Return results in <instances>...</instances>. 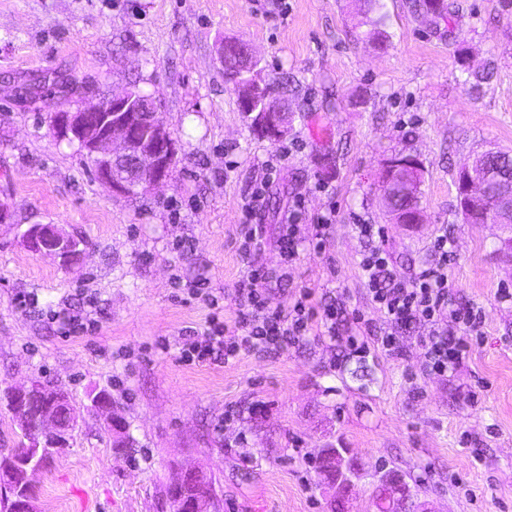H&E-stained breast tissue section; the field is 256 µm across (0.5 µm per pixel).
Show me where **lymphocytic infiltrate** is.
<instances>
[{"label":"lymphocytic infiltrate","instance_id":"lymphocytic-infiltrate-1","mask_svg":"<svg viewBox=\"0 0 512 512\" xmlns=\"http://www.w3.org/2000/svg\"><path fill=\"white\" fill-rule=\"evenodd\" d=\"M354 230L372 242L360 269L367 292L387 324L378 337L382 349L398 354L397 335L412 332L419 336L430 372L445 375L454 371L465 358L471 337L481 335L483 320L478 307L459 303L449 289L452 242L447 235L437 236L433 261L407 281L397 274L390 254L378 242L381 228L358 224ZM268 278L262 267L250 265L236 289L233 324L217 323L208 333L189 337L181 347L182 359L225 363L245 351L277 353L299 343L317 327L331 341L343 339L349 347L357 346L355 337L340 334L344 314L340 303L314 300L308 289L288 306L270 307L263 290Z\"/></svg>","mask_w":512,"mask_h":512}]
</instances>
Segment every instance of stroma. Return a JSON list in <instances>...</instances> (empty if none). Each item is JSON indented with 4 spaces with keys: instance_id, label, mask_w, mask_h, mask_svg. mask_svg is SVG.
I'll list each match as a JSON object with an SVG mask.
<instances>
[{
    "instance_id": "stroma-1",
    "label": "stroma",
    "mask_w": 512,
    "mask_h": 512,
    "mask_svg": "<svg viewBox=\"0 0 512 512\" xmlns=\"http://www.w3.org/2000/svg\"><path fill=\"white\" fill-rule=\"evenodd\" d=\"M0 0V389L37 380L67 394L77 415L69 448L32 477L37 512H163L180 469L213 476L222 512H328L319 448L358 458L351 512H375L380 473L398 471L430 512H512V248L501 224H468L458 168L487 147L512 151V15L502 0H457L454 29L382 0L389 35L378 49L358 26L356 0ZM249 42L273 81L294 80L287 135L253 133L224 79V40ZM496 74L473 94L459 54ZM52 73L67 82L49 99L15 87ZM137 85L161 102L178 160L163 185L118 195L77 146L57 142L50 116L80 91L103 98ZM291 149L279 161L282 149ZM425 168L423 221L389 223L382 165L395 151ZM278 164L276 176L267 167ZM327 183L328 193L315 189ZM265 237L250 260L241 206L257 187ZM306 240L278 279L279 226L297 199ZM334 210L323 252L311 215ZM32 224H61L83 241L67 270L29 250ZM377 224L400 274L413 278L445 233L455 256L452 292L481 308L484 335L453 375L426 371L415 335L402 357L370 343L383 331L360 277L368 247L353 227ZM275 277L270 306L304 289L336 298L355 351L308 336L274 354L229 363L181 361L186 337L233 322L248 263ZM27 307H19V300ZM87 329L67 331L64 311ZM108 391L129 423L136 459L116 456L92 399Z\"/></svg>"
}]
</instances>
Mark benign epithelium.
Listing matches in <instances>:
<instances>
[{
	"label": "benign epithelium",
	"mask_w": 512,
	"mask_h": 512,
	"mask_svg": "<svg viewBox=\"0 0 512 512\" xmlns=\"http://www.w3.org/2000/svg\"><path fill=\"white\" fill-rule=\"evenodd\" d=\"M259 56L247 48L239 73L233 76L238 103L253 127L269 139L278 140L288 132V112L259 66ZM160 100L130 86L104 100L86 99L74 110H60L52 115L51 133L59 142L77 145L92 162L99 180L112 191L129 194L138 188L148 189L169 180L176 160L177 147L169 129L159 120ZM419 169L421 161L412 155H395L383 163L382 182L399 169ZM495 180L491 175L467 163L456 174L455 189L460 201L468 206L481 204L492 195ZM28 246L39 254L53 257L59 264L72 267L84 258L80 241L56 224H33L25 232ZM41 399L43 407L34 436L28 442L27 455L9 454L7 468L18 479L13 496V512H35L31 495L32 475L36 472L39 450L66 448L77 424L76 414L66 394L42 383L32 382L12 388L11 412L19 426H27V403ZM93 405L112 432L117 453L131 437L124 419L115 412L111 397L100 392ZM325 474L330 476L328 488L333 497L349 502L354 459L340 448H324L320 452ZM209 477L196 469L180 471L168 484L166 498L182 503V512H213L214 491ZM384 489L378 501V512H427L422 504L409 497L407 486L395 474L381 477Z\"/></svg>",
	"instance_id": "benign-epithelium-1"
}]
</instances>
